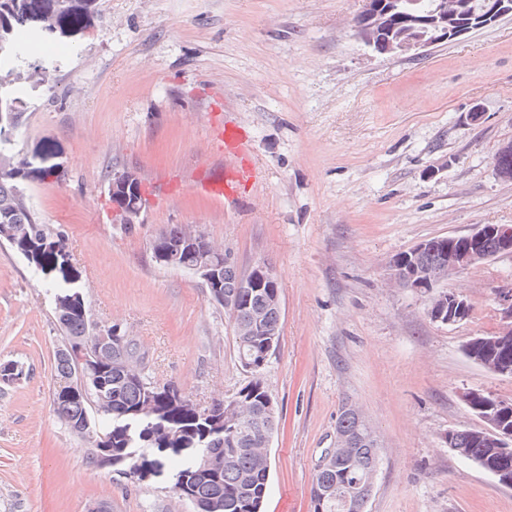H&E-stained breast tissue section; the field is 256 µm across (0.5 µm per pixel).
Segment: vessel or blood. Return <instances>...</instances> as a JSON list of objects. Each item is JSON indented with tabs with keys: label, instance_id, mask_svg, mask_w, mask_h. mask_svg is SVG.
Instances as JSON below:
<instances>
[{
	"label": "vessel or blood",
	"instance_id": "obj_1",
	"mask_svg": "<svg viewBox=\"0 0 512 512\" xmlns=\"http://www.w3.org/2000/svg\"><path fill=\"white\" fill-rule=\"evenodd\" d=\"M217 137L224 143V159L216 174L204 182L203 189L211 196L221 199L235 196L238 188L251 179L252 169L242 155L244 135L239 126L224 124L218 128Z\"/></svg>",
	"mask_w": 512,
	"mask_h": 512
}]
</instances>
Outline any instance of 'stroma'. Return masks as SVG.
Masks as SVG:
<instances>
[{
	"label": "stroma",
	"mask_w": 512,
	"mask_h": 512,
	"mask_svg": "<svg viewBox=\"0 0 512 512\" xmlns=\"http://www.w3.org/2000/svg\"><path fill=\"white\" fill-rule=\"evenodd\" d=\"M72 5L78 25L33 22L32 49L65 53L45 73L25 70L12 97L21 123L0 133L25 159L28 203L60 233L41 266L0 246V362L23 370L0 383V512H192L172 467L137 482L98 468L52 404L64 282L91 320L133 337L154 381L203 404L251 381L224 307L199 277L153 260L169 224L201 230L242 270L275 272L280 336L261 378L280 422L262 512H312V479L348 401L382 443L364 512H512V489L443 441L480 425L462 391L512 399V378L463 353L495 330L512 259L441 283L471 306L455 326L431 321L428 296L396 285L391 268L425 239L512 225V182L492 163L512 139V16L392 56L356 37L360 0ZM227 122L246 128L257 176L219 202L200 180L224 156L215 130ZM123 168L138 170L148 199L130 231L109 197Z\"/></svg>",
	"instance_id": "stroma-1"
}]
</instances>
